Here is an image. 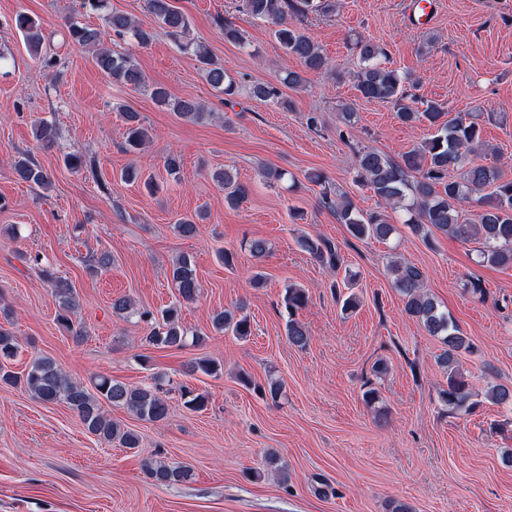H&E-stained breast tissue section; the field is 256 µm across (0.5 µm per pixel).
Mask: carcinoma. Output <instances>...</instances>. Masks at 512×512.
<instances>
[{
    "label": "carcinoma",
    "mask_w": 512,
    "mask_h": 512,
    "mask_svg": "<svg viewBox=\"0 0 512 512\" xmlns=\"http://www.w3.org/2000/svg\"><path fill=\"white\" fill-rule=\"evenodd\" d=\"M82 7L103 13L106 32L117 38H130L140 46L148 45L153 39V33L141 28L130 16L108 10L107 0H82ZM146 9L175 38L185 33L191 24L188 15L172 5L171 0H146ZM242 9L252 18L271 25L285 54L298 60L302 66L300 70L283 71L274 82L253 83L251 94L254 98L287 109L290 102L283 88L299 90L305 85V74L333 71L331 61L320 46L297 24L309 13L334 10L333 0H242ZM11 24L31 46L39 48L38 19L19 12L11 19ZM217 24L224 31L225 41L246 44V37L234 22L219 18ZM66 26L74 45L81 48L97 47L94 61L106 77L136 90L147 87L133 55L100 46L102 31L89 28L75 19L67 21ZM179 48L195 57L205 80L224 94V100L238 93L236 79L224 72V67L213 60L203 45L181 42ZM354 50L359 59V68L353 75L356 97L385 102L391 105L400 123L410 126L425 123L433 130L431 137L407 152L399 161L371 147L355 151L351 163L355 180L368 186L386 204L405 211V225L423 239L429 241L441 234L464 242L474 241L478 244L481 261L512 266V179L503 177L502 168L496 162H473V155L486 150L481 124L469 115L451 118L442 104L420 97L417 94L419 79L385 66L382 61L385 51L379 45L358 40L354 43ZM150 95L159 107L174 112L185 121L199 124L211 116L196 101L176 99L163 86L150 88ZM125 119L124 150L137 154L148 139V129L141 124L136 112L125 113ZM14 166L24 181L38 186L51 183L50 173L27 154L19 157ZM122 177L128 182L143 185L151 195L159 190V183L153 177L143 175L134 165L127 167ZM214 179L224 189V201L228 206L236 207L247 198L248 186L238 181L237 175L230 170L215 173ZM307 180L323 187L324 206L336 211L337 219L347 225L353 237L386 241L395 233L396 227L391 224L386 212H364L349 201L338 203L333 200L332 190L323 173H311L307 175ZM474 194L479 195V211L469 221L462 217L456 204ZM204 219L205 211L199 210L178 218L175 229L183 237H193L198 233V224ZM297 244L316 261L336 271L342 266L336 245L326 238L304 234L297 238ZM244 249L258 263L269 252L268 243L260 238L246 241ZM390 272L393 286L405 300V313L417 319L429 334L438 337L443 344L439 364L448 373V385L439 392L441 406L449 412L475 408L478 402L473 400L474 393L456 366L459 352L472 349L470 342L448 312L442 310L437 301L426 293L425 275L417 266L396 261L391 264ZM43 275L52 285L54 296L62 306L59 321L73 336H83L82 324L72 319L77 308L74 288L67 282L55 279L47 269L43 270ZM169 278L177 295L176 301L166 308L154 313L136 308L129 299L119 298L112 303V312L119 317L136 314L141 321L149 324L150 330L144 342L150 346L181 349L190 343L200 345L205 341V333L185 327L182 321V306L195 302L201 291L193 257L188 254L178 256L172 264ZM344 287L349 292L343 293L338 290V285H332L343 311L351 312L359 305V297L350 291L353 277L345 278ZM307 301L308 295L304 289L293 285L285 288L286 337L289 344L298 348L308 342V332L297 319L298 311ZM211 326L218 333H230L240 339L251 335L247 317H239L229 310L214 314ZM18 350V338L0 327V383L19 385L44 403L66 404L89 433L107 443L114 442L130 449L140 445L139 435L113 420L105 410L107 405L125 409L153 423L164 422L169 416V379L162 374H154L151 382L140 386L99 376L93 387L88 388L69 378L54 360L45 356L34 358L23 375H15L8 370V362L13 360ZM179 392L189 407L199 411L206 406V397L188 386H179ZM486 396L497 405L512 407L511 386L490 385ZM143 468L148 477L161 486L183 483L192 478L190 467L161 459H147L143 462Z\"/></svg>",
    "instance_id": "obj_1"
}]
</instances>
